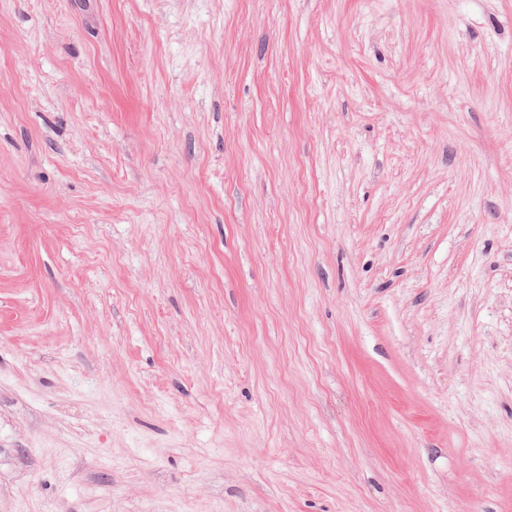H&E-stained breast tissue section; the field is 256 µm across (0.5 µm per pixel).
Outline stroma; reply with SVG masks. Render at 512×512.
I'll use <instances>...</instances> for the list:
<instances>
[{
	"label": "stroma",
	"instance_id": "stroma-1",
	"mask_svg": "<svg viewBox=\"0 0 512 512\" xmlns=\"http://www.w3.org/2000/svg\"><path fill=\"white\" fill-rule=\"evenodd\" d=\"M0 512H512V0H0Z\"/></svg>",
	"mask_w": 512,
	"mask_h": 512
}]
</instances>
